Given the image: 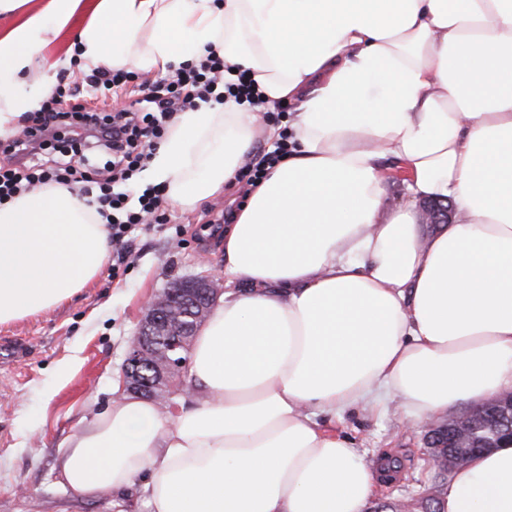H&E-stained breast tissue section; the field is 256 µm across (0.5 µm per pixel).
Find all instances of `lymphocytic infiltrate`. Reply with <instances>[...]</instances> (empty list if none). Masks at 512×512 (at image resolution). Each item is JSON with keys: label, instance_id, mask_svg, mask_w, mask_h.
<instances>
[{"label": "lymphocytic infiltrate", "instance_id": "1", "mask_svg": "<svg viewBox=\"0 0 512 512\" xmlns=\"http://www.w3.org/2000/svg\"><path fill=\"white\" fill-rule=\"evenodd\" d=\"M223 57L209 52L197 62L176 69L170 78L139 80L136 73L105 68L84 75L82 85L93 93H119L133 89L135 105L119 110L89 112L80 103L70 102L71 85L59 80L52 94L31 119L25 139L8 143L1 152L11 156L0 166V203L34 185L72 186L86 182L82 169L101 166L95 198L98 214L112 229V241L128 243L149 224L163 226L159 214L160 194L145 189L137 207H130L123 184L142 171L154 147L179 113L234 99L255 107L262 95L246 71L228 81Z\"/></svg>", "mask_w": 512, "mask_h": 512}]
</instances>
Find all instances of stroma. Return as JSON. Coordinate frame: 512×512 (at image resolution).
Here are the masks:
<instances>
[{
  "mask_svg": "<svg viewBox=\"0 0 512 512\" xmlns=\"http://www.w3.org/2000/svg\"><path fill=\"white\" fill-rule=\"evenodd\" d=\"M244 201L232 183L197 210L162 204L166 224L134 241L124 272L104 268L55 308L0 325V512H113L111 495L86 499L61 483V445L112 400L146 300L180 278L221 271L224 237L213 229ZM345 431L369 462L386 455L401 463L373 505L418 499L430 488L425 424H404L392 404L347 417Z\"/></svg>",
  "mask_w": 512,
  "mask_h": 512,
  "instance_id": "stroma-1",
  "label": "stroma"
}]
</instances>
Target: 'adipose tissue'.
Masks as SVG:
<instances>
[{
    "mask_svg": "<svg viewBox=\"0 0 512 512\" xmlns=\"http://www.w3.org/2000/svg\"><path fill=\"white\" fill-rule=\"evenodd\" d=\"M211 49L266 108L293 105L288 153L224 227L176 411L115 396L61 481L138 488L148 512H366L378 472L326 418L394 402L416 424L512 391V0H0V139L59 70L164 76ZM259 123L231 100L179 113L150 165L168 204L223 194ZM395 166L411 201L387 211ZM419 198L455 221L424 234ZM111 250L74 189L0 205V325L70 299ZM439 508L512 512V446L454 470Z\"/></svg>",
    "mask_w": 512,
    "mask_h": 512,
    "instance_id": "obj_1",
    "label": "adipose tissue"
}]
</instances>
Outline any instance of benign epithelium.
Returning a JSON list of instances; mask_svg holds the SVG:
<instances>
[{
  "mask_svg": "<svg viewBox=\"0 0 512 512\" xmlns=\"http://www.w3.org/2000/svg\"><path fill=\"white\" fill-rule=\"evenodd\" d=\"M426 223L448 224L452 209L440 200L423 204ZM224 295V278L215 273L183 278L151 297L122 366L127 392L168 404L175 396L174 374L183 373L187 362L180 354L188 349L187 337L196 332L211 309ZM512 392L502 393L477 408H464L443 422H427L425 447L428 457L434 449H448V468L463 463L477 449L498 448L512 440Z\"/></svg>",
  "mask_w": 512,
  "mask_h": 512,
  "instance_id": "benign-epithelium-1",
  "label": "benign epithelium"
}]
</instances>
